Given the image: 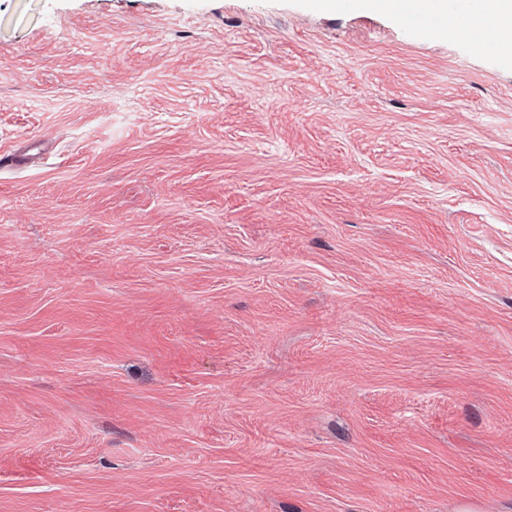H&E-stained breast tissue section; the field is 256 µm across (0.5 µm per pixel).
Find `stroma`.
<instances>
[{
    "instance_id": "obj_1",
    "label": "stroma",
    "mask_w": 512,
    "mask_h": 512,
    "mask_svg": "<svg viewBox=\"0 0 512 512\" xmlns=\"http://www.w3.org/2000/svg\"><path fill=\"white\" fill-rule=\"evenodd\" d=\"M0 512H512V64L316 0H0Z\"/></svg>"
}]
</instances>
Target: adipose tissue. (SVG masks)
<instances>
[{"label":"adipose tissue","instance_id":"adipose-tissue-1","mask_svg":"<svg viewBox=\"0 0 512 512\" xmlns=\"http://www.w3.org/2000/svg\"><path fill=\"white\" fill-rule=\"evenodd\" d=\"M326 11H338L349 6L382 10L402 18L432 13L444 23L435 30L436 36L460 39L481 46L484 33H492V49L501 57L512 59V0H478L477 7L457 10L454 0H320Z\"/></svg>","mask_w":512,"mask_h":512}]
</instances>
